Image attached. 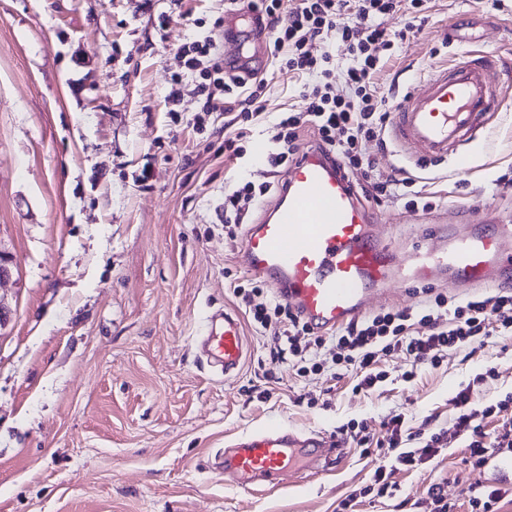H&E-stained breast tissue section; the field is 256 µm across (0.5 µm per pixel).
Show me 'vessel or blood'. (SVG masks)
<instances>
[{
    "label": "vessel or blood",
    "instance_id": "obj_1",
    "mask_svg": "<svg viewBox=\"0 0 512 512\" xmlns=\"http://www.w3.org/2000/svg\"><path fill=\"white\" fill-rule=\"evenodd\" d=\"M512 85L490 61L473 59L444 68L418 93L403 97L390 121L392 143L416 163L468 165L465 144L476 137L484 113L499 111ZM246 268L309 325L332 332L361 316L368 301L394 300L393 284H448L465 294L499 288L512 272L511 224H454L436 243L421 239L398 252L372 222V209L349 177L319 148L303 151L280 180L275 195L248 224L241 243ZM203 357L225 376L248 357L240 316L216 311L198 336ZM341 440L302 434L281 422L236 440L220 470L242 488L258 479L301 473L333 464ZM512 476V450L494 455L487 479Z\"/></svg>",
    "mask_w": 512,
    "mask_h": 512
}]
</instances>
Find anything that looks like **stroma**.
Wrapping results in <instances>:
<instances>
[{"instance_id": "stroma-1", "label": "stroma", "mask_w": 512, "mask_h": 512, "mask_svg": "<svg viewBox=\"0 0 512 512\" xmlns=\"http://www.w3.org/2000/svg\"><path fill=\"white\" fill-rule=\"evenodd\" d=\"M225 0H0V512H338L375 463L345 443L337 464L243 489L215 459L236 438L281 421L339 436L361 422L374 437L394 411L411 432H453L456 390L494 368L490 404L512 393V338L449 352L370 392L345 372L307 380L272 361V330L249 321L233 291L247 280L240 238L224 229L226 186L268 180L256 145L282 111L302 110L297 81L249 41L271 90L242 159L224 156V124L202 116L184 86L179 48L196 26L227 20ZM431 0L422 33L379 76L388 102L421 89L445 64L479 50L512 74V0ZM167 28H159V15ZM458 41L447 42L448 32ZM470 169H426L432 211L495 213L512 225V104L467 147ZM374 221L405 248L423 224L402 202L373 203ZM245 319L251 353L231 378L202 366L195 339L207 311ZM453 440L421 472H400L389 498L355 497L356 512H429L437 482L470 512L477 477Z\"/></svg>"}]
</instances>
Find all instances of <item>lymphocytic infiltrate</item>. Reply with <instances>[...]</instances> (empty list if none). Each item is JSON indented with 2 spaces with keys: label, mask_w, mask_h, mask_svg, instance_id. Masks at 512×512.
<instances>
[{
  "label": "lymphocytic infiltrate",
  "mask_w": 512,
  "mask_h": 512,
  "mask_svg": "<svg viewBox=\"0 0 512 512\" xmlns=\"http://www.w3.org/2000/svg\"><path fill=\"white\" fill-rule=\"evenodd\" d=\"M426 0H251L271 29L269 50L273 66L282 73L297 77L298 95L304 103L299 112L282 113L271 128L272 150L267 157L270 167L291 163L296 154V141L309 133L319 147L328 149L337 165L345 170H363L366 178L364 194L374 201H404L411 208H431L433 195L411 175L398 178L377 172L366 151L368 143L387 144L390 112L386 98L378 86V76L394 57L399 44L417 35L421 27L419 15ZM351 12L352 25L338 26L337 18ZM403 13L406 22L392 31L385 25L387 16ZM286 24H279L280 15ZM347 45L349 54L336 59L332 52L336 43ZM184 74L175 75L174 85L185 76L196 77L194 92L203 100L206 113L225 111L227 105L238 104L240 110L232 120L235 130L224 138V151L238 159L245 153L244 142L254 121L265 114L267 99L264 84L224 69L221 46L214 34L194 37L180 47ZM344 93H337V84ZM249 306L256 325L268 327L278 322V357H291L301 377L324 371L318 351L331 340L336 344L335 364L351 372L360 391L376 389L388 378L379 362L382 357L398 355L408 361L406 378L415 369L439 366L449 351L466 346L473 350L485 347L488 340L512 335V289H501L487 296H475L455 302L447 295L425 289V299L417 309L382 311L374 316L355 319L328 335L317 334L291 311L286 303L267 309L256 298L265 291L263 281L251 279L249 286L235 285ZM494 369L477 374L472 382L459 389L451 402L458 412L455 434L468 450L467 461L473 471L483 472L489 459L499 449L512 448V396L490 405H481L477 392L486 379L494 377ZM499 417L493 433L483 430L486 418ZM386 435L376 441L366 427L351 429L349 437L361 447L364 455L373 450L383 453V462L375 467L361 495L382 498L392 495L397 484L393 479L401 470L425 469L448 446L444 433H411L403 413H390L384 423Z\"/></svg>",
  "instance_id": "1"
}]
</instances>
